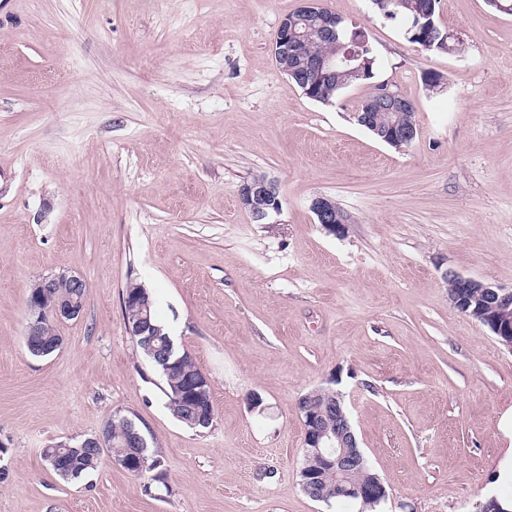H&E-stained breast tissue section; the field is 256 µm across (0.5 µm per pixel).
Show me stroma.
<instances>
[{"label": "stroma", "mask_w": 512, "mask_h": 512, "mask_svg": "<svg viewBox=\"0 0 512 512\" xmlns=\"http://www.w3.org/2000/svg\"><path fill=\"white\" fill-rule=\"evenodd\" d=\"M327 4L375 63L323 104L272 54L300 0H0V512H359L299 481L298 401L334 377L389 491L377 512L493 495L512 352L450 305L442 273L512 288V14L440 0L464 50L433 53L370 0ZM378 83L415 104L407 147L353 118ZM260 174L282 202L266 224L238 199ZM318 196L348 214L343 235L317 224ZM62 271L85 279V312L38 358L26 300ZM132 280L207 376L211 428L175 418L129 335ZM116 412L164 483L107 459L78 484L49 470L43 448Z\"/></svg>", "instance_id": "stroma-1"}]
</instances>
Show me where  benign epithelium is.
<instances>
[{"label": "benign epithelium", "mask_w": 512, "mask_h": 512, "mask_svg": "<svg viewBox=\"0 0 512 512\" xmlns=\"http://www.w3.org/2000/svg\"><path fill=\"white\" fill-rule=\"evenodd\" d=\"M298 15L317 19L321 34L330 40H336V13L325 6L323 0H302ZM297 23L298 20L294 18H282L273 40V52L277 64L284 72L293 75L299 71L309 76L310 81L302 80L300 84L307 97L316 99L318 83L336 71V55L306 54L305 41L298 31ZM414 115L413 100L380 84L375 87L373 97L366 103L365 109L356 113V120L378 135L381 141L402 148L410 145L417 136ZM239 202L256 222L265 221L280 213L282 206L278 184L268 178L244 184L239 193ZM311 210L317 223L328 232L334 235L343 232L346 222L332 199L324 196L314 198ZM57 279L68 281L74 288L87 287L81 276L71 273H54L38 278L28 296L26 335H41L42 328L47 323L59 324L82 317L86 299L60 298L47 292ZM444 279L454 280L462 288L476 289L474 297L492 309L512 302V289L495 287L465 277L454 270L445 271ZM322 390L332 407L330 416L306 406H298L306 460L312 463V466H306L300 472L302 485H315L328 478L332 482L327 491L329 496L386 499L387 487L375 471L366 482H349V473L361 466L366 458L360 450L341 392L331 386H324Z\"/></svg>", "instance_id": "obj_1"}]
</instances>
